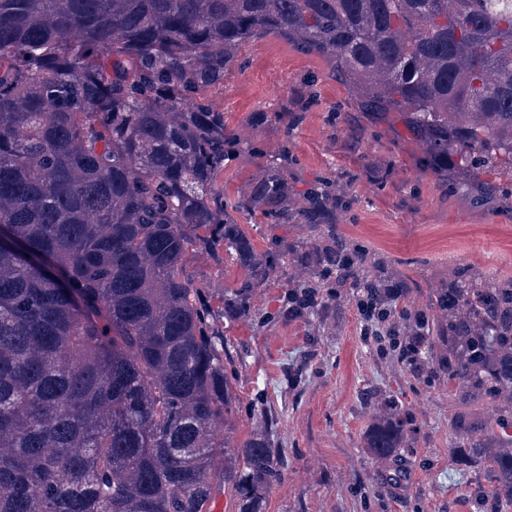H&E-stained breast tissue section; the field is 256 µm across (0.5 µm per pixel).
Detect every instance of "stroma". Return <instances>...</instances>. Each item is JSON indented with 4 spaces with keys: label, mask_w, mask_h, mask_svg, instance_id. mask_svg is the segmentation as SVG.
I'll return each instance as SVG.
<instances>
[{
    "label": "stroma",
    "mask_w": 512,
    "mask_h": 512,
    "mask_svg": "<svg viewBox=\"0 0 512 512\" xmlns=\"http://www.w3.org/2000/svg\"><path fill=\"white\" fill-rule=\"evenodd\" d=\"M211 98L229 125L247 129L256 149L225 167L219 184L227 203L284 148L293 193L324 180L346 183L336 230L411 283L407 308L429 311L433 288L457 267L512 276V185L437 172L424 145L395 115L368 109L328 57L290 38H255ZM229 217L260 253L272 235L301 240L308 233L303 224L271 230L258 214L233 210ZM189 270L218 295L250 276L207 253L193 255ZM305 278L298 266L273 270L253 295L252 316L224 322L231 398L224 442L235 452L248 440L267 439L280 459L264 512H479L477 491L494 473L457 461L451 424L464 415L472 439L487 438L498 404H461L446 378L429 384L397 359L379 358L351 297L323 298L288 315V293ZM369 390L409 417L391 456L409 473L403 487L384 482L381 459L368 451L381 417L366 399Z\"/></svg>",
    "instance_id": "stroma-1"
}]
</instances>
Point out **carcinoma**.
I'll return each instance as SVG.
<instances>
[{
	"label": "carcinoma",
	"mask_w": 512,
	"mask_h": 512,
	"mask_svg": "<svg viewBox=\"0 0 512 512\" xmlns=\"http://www.w3.org/2000/svg\"><path fill=\"white\" fill-rule=\"evenodd\" d=\"M335 59L371 109L395 112L440 167L512 174V0H0V512H260L270 443L225 450L224 314L245 318L271 269L377 305L406 282L336 233L343 189L288 191L284 149L237 208L308 225L262 254L225 219L217 181L250 149L207 93L256 36ZM250 270L211 301L191 254ZM424 329L426 364L477 398L512 392V277L456 268ZM368 447L393 454L395 403ZM450 447L487 463L490 509L512 504V448Z\"/></svg>",
	"instance_id": "obj_1"
}]
</instances>
